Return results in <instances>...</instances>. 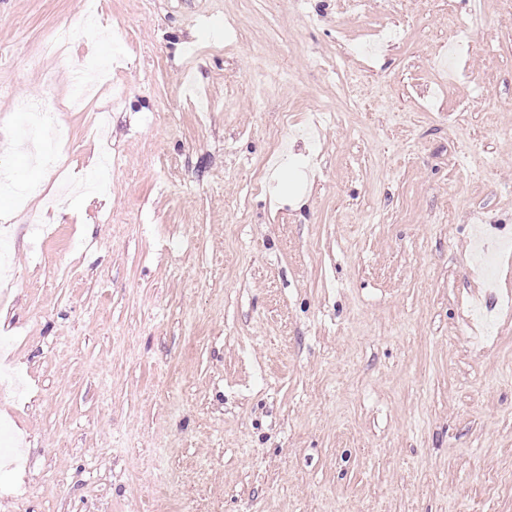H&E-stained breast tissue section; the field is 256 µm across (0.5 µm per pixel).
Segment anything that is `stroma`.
Here are the masks:
<instances>
[{
    "instance_id": "35a3bbf8",
    "label": "stroma",
    "mask_w": 512,
    "mask_h": 512,
    "mask_svg": "<svg viewBox=\"0 0 512 512\" xmlns=\"http://www.w3.org/2000/svg\"><path fill=\"white\" fill-rule=\"evenodd\" d=\"M98 4L0 0V512H512V0ZM33 130L36 133L47 131L51 144H61L68 142L69 132L66 126L56 122L51 113H35L33 120Z\"/></svg>"
}]
</instances>
